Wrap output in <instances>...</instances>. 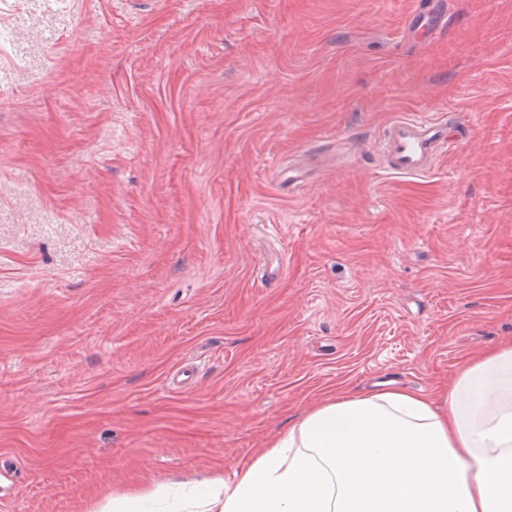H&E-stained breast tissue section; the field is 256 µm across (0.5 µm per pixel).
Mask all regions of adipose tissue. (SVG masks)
<instances>
[{
	"label": "adipose tissue",
	"mask_w": 512,
	"mask_h": 512,
	"mask_svg": "<svg viewBox=\"0 0 512 512\" xmlns=\"http://www.w3.org/2000/svg\"><path fill=\"white\" fill-rule=\"evenodd\" d=\"M446 399L390 382L326 399L172 512H512V339L467 362Z\"/></svg>",
	"instance_id": "adipose-tissue-1"
}]
</instances>
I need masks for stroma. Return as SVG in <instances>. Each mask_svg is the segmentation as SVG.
Returning a JSON list of instances; mask_svg holds the SVG:
<instances>
[{"label":"stroma","mask_w":512,"mask_h":512,"mask_svg":"<svg viewBox=\"0 0 512 512\" xmlns=\"http://www.w3.org/2000/svg\"><path fill=\"white\" fill-rule=\"evenodd\" d=\"M419 112L459 140L387 173ZM508 338L512 0H0V512L232 482ZM458 125L433 115L408 114L394 120L380 145L384 169L398 175L421 176L432 159L448 149Z\"/></svg>","instance_id":"1"}]
</instances>
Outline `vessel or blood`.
Segmentation results:
<instances>
[{"label": "vessel or blood", "mask_w": 512, "mask_h": 512, "mask_svg": "<svg viewBox=\"0 0 512 512\" xmlns=\"http://www.w3.org/2000/svg\"><path fill=\"white\" fill-rule=\"evenodd\" d=\"M453 128L452 122L425 113L397 118L380 145L386 171L409 176L427 173L432 159L447 149Z\"/></svg>", "instance_id": "obj_1"}]
</instances>
